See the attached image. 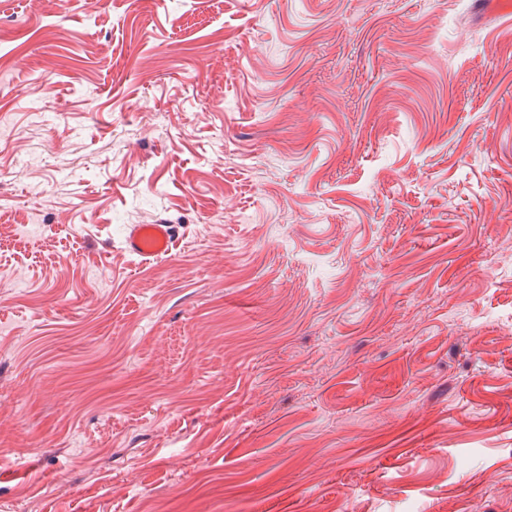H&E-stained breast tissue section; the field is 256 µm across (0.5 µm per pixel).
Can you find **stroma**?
<instances>
[{"instance_id": "obj_1", "label": "stroma", "mask_w": 512, "mask_h": 512, "mask_svg": "<svg viewBox=\"0 0 512 512\" xmlns=\"http://www.w3.org/2000/svg\"><path fill=\"white\" fill-rule=\"evenodd\" d=\"M0 59V512H512L511 10L0 0ZM177 235L178 227L175 224H135L129 228L126 235L125 249L130 254L144 259L167 255Z\"/></svg>"}]
</instances>
